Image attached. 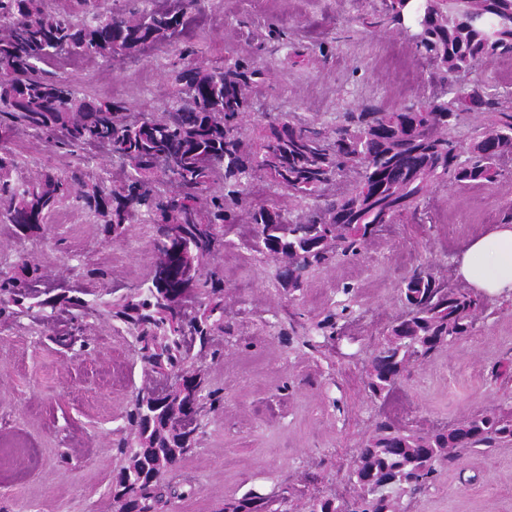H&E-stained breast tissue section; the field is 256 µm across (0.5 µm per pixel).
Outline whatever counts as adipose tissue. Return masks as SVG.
Returning a JSON list of instances; mask_svg holds the SVG:
<instances>
[{
    "mask_svg": "<svg viewBox=\"0 0 512 512\" xmlns=\"http://www.w3.org/2000/svg\"><path fill=\"white\" fill-rule=\"evenodd\" d=\"M457 263L460 275L475 293L512 295V222L493 225L471 238Z\"/></svg>",
    "mask_w": 512,
    "mask_h": 512,
    "instance_id": "1",
    "label": "adipose tissue"
}]
</instances>
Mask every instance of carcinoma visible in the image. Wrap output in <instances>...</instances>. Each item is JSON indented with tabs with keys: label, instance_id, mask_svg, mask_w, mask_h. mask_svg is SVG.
<instances>
[{
	"label": "carcinoma",
	"instance_id": "carcinoma-1",
	"mask_svg": "<svg viewBox=\"0 0 512 512\" xmlns=\"http://www.w3.org/2000/svg\"><path fill=\"white\" fill-rule=\"evenodd\" d=\"M198 2L71 19L46 12L44 0H0V131L24 125L52 145L106 146L126 168L125 179L112 188L78 189L76 171H46L19 183L12 178L17 156L0 140V217L28 230L71 201L118 239L143 216L152 224L157 262L167 264L161 282L149 278L107 305L135 338L153 380L133 398L119 430L117 449L126 463L112 477L113 512H161L176 494L168 473L195 447L217 401L199 375L188 377L182 390L175 379L194 344L203 349L214 331H224V282L208 270L224 247V228L248 224L255 251L293 256L295 267L280 283L295 291L311 270L339 253L357 252L395 218H418L417 201L434 181L495 185L502 162L512 159V97L478 77L486 60L512 56V0H424L416 10L414 50L430 64L431 78L447 87L443 94L393 112L376 105L350 110L331 131L279 115L267 121L255 145L244 138L241 120L251 111L247 88L261 72L247 58L226 67L189 57L174 105L158 118L138 121L122 104L81 97L66 78L41 69L52 57L110 58L177 41L195 26ZM408 6L409 0H388L389 22L402 24ZM469 113L485 115L487 123L464 147L451 132ZM350 170L357 174L354 186L327 195L335 178ZM255 171L270 176L274 195L313 204L293 219L273 200H252ZM217 177L224 194L214 196ZM185 282L198 290L194 305L181 300ZM30 299L26 267L0 271L1 305L17 307L22 316L56 309L48 300ZM401 299L405 314L367 371L368 391L384 401L413 362L470 335L476 312L485 308L480 298L446 287L424 267L405 279ZM508 444L512 409L423 433L382 419L351 466L356 497L341 503L316 498L309 512H397L396 499L425 491L436 465L454 467L467 452ZM282 500L288 497L246 493L224 501L219 512H276L273 504Z\"/></svg>",
	"mask_w": 512,
	"mask_h": 512
}]
</instances>
